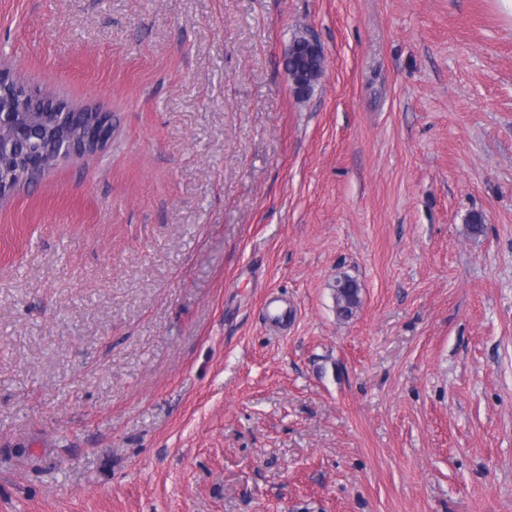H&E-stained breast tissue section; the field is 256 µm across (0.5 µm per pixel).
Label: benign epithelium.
I'll return each mask as SVG.
<instances>
[{"instance_id": "obj_1", "label": "benign epithelium", "mask_w": 512, "mask_h": 512, "mask_svg": "<svg viewBox=\"0 0 512 512\" xmlns=\"http://www.w3.org/2000/svg\"><path fill=\"white\" fill-rule=\"evenodd\" d=\"M30 97L41 99L37 114L51 136V145L41 154L20 151V145L32 134L31 123L18 112L0 111V199L21 185L40 179L59 158L102 150L112 136L107 113L76 109L28 88L0 70V101L23 103Z\"/></svg>"}]
</instances>
